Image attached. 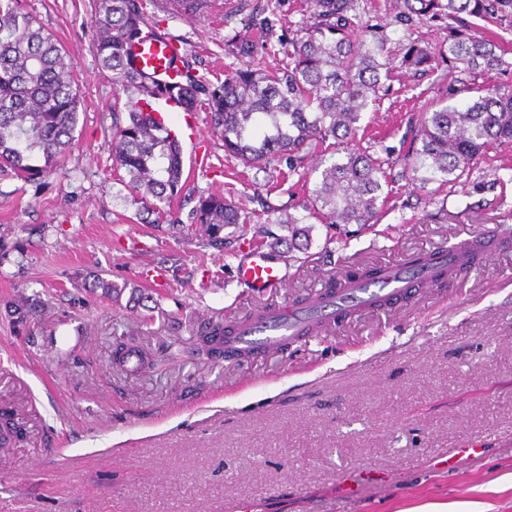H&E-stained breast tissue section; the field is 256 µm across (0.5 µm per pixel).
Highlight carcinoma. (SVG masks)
<instances>
[{"label":"carcinoma","mask_w":512,"mask_h":512,"mask_svg":"<svg viewBox=\"0 0 512 512\" xmlns=\"http://www.w3.org/2000/svg\"><path fill=\"white\" fill-rule=\"evenodd\" d=\"M177 11L196 15L209 0H175ZM403 21L418 20L430 28L448 20V98L466 96L463 106L444 105L421 113L409 122L410 143L392 163L356 143L360 120L377 100L382 80L389 79L392 59L386 37L377 27L361 24L360 0H304L305 21L299 36L280 43L287 58L283 68L265 71L247 65L225 74L224 83L199 97L202 85L194 80L162 84L135 69L126 57V44L142 33L146 23L142 0H100L96 53L102 67L137 91L127 102V119L112 127V156L118 195L137 207L143 224H158L183 186L182 148L170 131L145 115L144 97L174 99L187 112L207 106L214 127L224 139V152L246 169H269L288 159V175L308 183L303 162L309 151L329 153L313 187L306 188L302 212L272 210L266 224H280L290 238L273 245H296L309 238V220L322 224H370L377 203L390 182L404 180L443 187L468 174L475 160L493 144L512 143V86L486 85L478 78L492 71H511L509 50L499 35L477 31L478 22L512 32V0H398ZM440 48L414 42L404 48L400 66L415 74L436 69ZM76 65L60 43L23 11L19 0H0V168L34 180L57 165L69 149L79 122L81 104L75 80ZM400 171L392 173V168ZM194 222L212 245H224L226 227L244 232L246 214L224 196L202 197L192 211ZM503 241L487 240L464 257L462 270L479 264ZM118 298L125 288L97 279L91 291ZM48 304L36 300L11 310L24 323L35 309ZM233 326L208 321L197 336V354L206 359L226 357L224 337ZM123 355L146 361L149 350L131 336L118 337ZM23 428L12 420L0 427V447H8Z\"/></svg>","instance_id":"carcinoma-1"}]
</instances>
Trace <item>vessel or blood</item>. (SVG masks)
Segmentation results:
<instances>
[{
    "label": "vessel or blood",
    "mask_w": 512,
    "mask_h": 512,
    "mask_svg": "<svg viewBox=\"0 0 512 512\" xmlns=\"http://www.w3.org/2000/svg\"><path fill=\"white\" fill-rule=\"evenodd\" d=\"M137 66L155 78L178 84L184 77L181 66L184 44L164 33L149 31L131 46ZM473 246L464 240L443 251L431 254L423 267L406 264L386 268L384 278L375 285L356 283L339 295L320 296L305 303L264 313L245 320L235 335L227 340L228 347L242 353L273 352L292 341L327 330L332 324L354 314L374 309L376 301L398 297L411 288L431 282L438 270L458 264L461 255ZM236 277L254 288H272L283 280L278 263L268 260L264 250H254L238 265Z\"/></svg>",
    "instance_id": "b4317fda"
}]
</instances>
